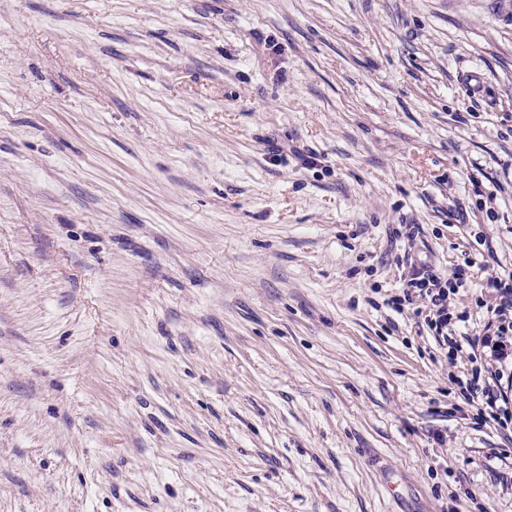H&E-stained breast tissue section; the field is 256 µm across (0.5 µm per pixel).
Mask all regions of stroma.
Here are the masks:
<instances>
[{
  "instance_id": "35a3bbf8",
  "label": "stroma",
  "mask_w": 512,
  "mask_h": 512,
  "mask_svg": "<svg viewBox=\"0 0 512 512\" xmlns=\"http://www.w3.org/2000/svg\"><path fill=\"white\" fill-rule=\"evenodd\" d=\"M407 251L512 266L503 0H0V512H512Z\"/></svg>"
}]
</instances>
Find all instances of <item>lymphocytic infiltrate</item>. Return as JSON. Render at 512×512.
<instances>
[{
	"mask_svg": "<svg viewBox=\"0 0 512 512\" xmlns=\"http://www.w3.org/2000/svg\"><path fill=\"white\" fill-rule=\"evenodd\" d=\"M474 266L467 260L445 275L428 264L407 262L402 284L386 305L396 314L413 308L440 347L466 353L470 367L456 384L473 427H493L512 442V268L478 286ZM470 287L476 290L475 308L484 314L481 330L471 336L465 332L470 313L455 304L456 295Z\"/></svg>",
	"mask_w": 512,
	"mask_h": 512,
	"instance_id": "lymphocytic-infiltrate-1",
	"label": "lymphocytic infiltrate"
}]
</instances>
